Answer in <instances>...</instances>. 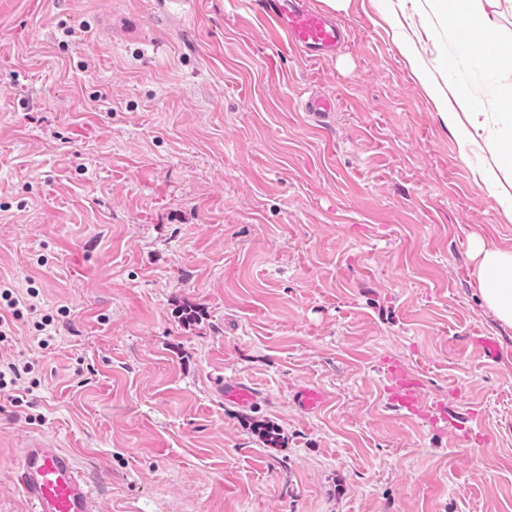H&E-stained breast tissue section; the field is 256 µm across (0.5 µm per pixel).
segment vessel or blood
Listing matches in <instances>:
<instances>
[{
    "instance_id": "vessel-or-blood-1",
    "label": "vessel or blood",
    "mask_w": 512,
    "mask_h": 512,
    "mask_svg": "<svg viewBox=\"0 0 512 512\" xmlns=\"http://www.w3.org/2000/svg\"><path fill=\"white\" fill-rule=\"evenodd\" d=\"M266 16L284 33L286 42L307 57L333 54L345 31L333 17L309 9L303 0H262ZM391 401L396 411L413 413L422 395L419 383L394 372ZM252 387L225 381V401L246 406L253 402ZM15 484L30 512H96L94 491L81 474L74 456L55 440L34 436L17 455Z\"/></svg>"
}]
</instances>
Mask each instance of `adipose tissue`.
<instances>
[{
	"label": "adipose tissue",
	"mask_w": 512,
	"mask_h": 512,
	"mask_svg": "<svg viewBox=\"0 0 512 512\" xmlns=\"http://www.w3.org/2000/svg\"><path fill=\"white\" fill-rule=\"evenodd\" d=\"M436 12L448 18L453 26L491 29L488 7L512 10V0H426ZM439 115L445 125L462 143H481L492 156L483 168L481 180L498 199L512 202V98L502 112H480L472 100L449 101L442 92H435ZM477 278L482 299L497 320L512 327V249L486 245L474 239Z\"/></svg>",
	"instance_id": "1"
}]
</instances>
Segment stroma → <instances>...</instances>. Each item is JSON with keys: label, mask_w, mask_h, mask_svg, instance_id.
Returning <instances> with one entry per match:
<instances>
[{"label": "stroma", "mask_w": 512, "mask_h": 512, "mask_svg": "<svg viewBox=\"0 0 512 512\" xmlns=\"http://www.w3.org/2000/svg\"><path fill=\"white\" fill-rule=\"evenodd\" d=\"M334 17L312 60L257 0H0V283L54 319L0 344L39 381L0 395V512H28L39 434L97 512H512V328L471 247L512 248V218L427 92L488 111L512 66L415 0ZM391 361L418 412L391 409ZM255 393L252 387L236 381H224V399L239 406H248L253 402Z\"/></svg>", "instance_id": "35a3bbf8"}]
</instances>
